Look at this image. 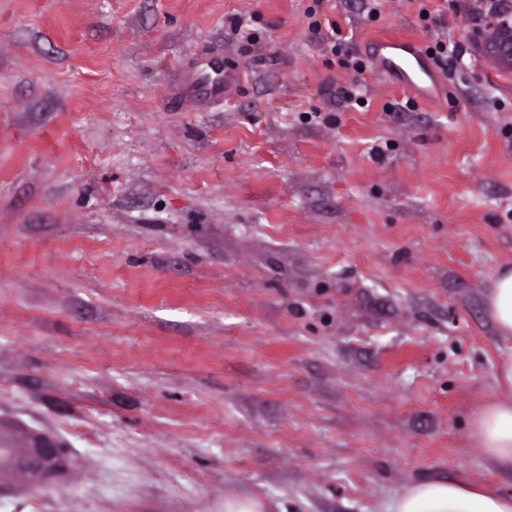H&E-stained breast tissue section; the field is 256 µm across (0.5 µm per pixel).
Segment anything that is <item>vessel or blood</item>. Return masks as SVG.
Segmentation results:
<instances>
[{"mask_svg":"<svg viewBox=\"0 0 512 512\" xmlns=\"http://www.w3.org/2000/svg\"><path fill=\"white\" fill-rule=\"evenodd\" d=\"M373 71L382 78L398 77L403 86L421 88L434 82L435 74L424 51L400 39L377 38L369 44ZM186 88L206 103L221 102L241 90L243 78L229 67L222 54L211 53L197 58L184 72ZM73 482V467L67 453L45 446L43 439H33L16 447L9 431L0 430V488L12 487L25 480L36 487L45 478Z\"/></svg>","mask_w":512,"mask_h":512,"instance_id":"1","label":"vessel or blood"}]
</instances>
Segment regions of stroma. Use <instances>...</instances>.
I'll return each instance as SVG.
<instances>
[{
  "label": "stroma",
  "mask_w": 512,
  "mask_h": 512,
  "mask_svg": "<svg viewBox=\"0 0 512 512\" xmlns=\"http://www.w3.org/2000/svg\"><path fill=\"white\" fill-rule=\"evenodd\" d=\"M431 6L0 0V427L81 472L0 512H389L434 477L512 496L471 428L512 396L485 308L512 264V72L476 45L484 0ZM311 9L353 53L469 59L408 111ZM205 51L239 98L172 100Z\"/></svg>",
  "instance_id": "obj_1"
}]
</instances>
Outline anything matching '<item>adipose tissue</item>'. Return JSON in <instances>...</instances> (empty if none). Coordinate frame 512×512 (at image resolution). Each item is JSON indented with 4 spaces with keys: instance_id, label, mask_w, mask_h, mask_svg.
<instances>
[{
    "instance_id": "ef3b65f1",
    "label": "adipose tissue",
    "mask_w": 512,
    "mask_h": 512,
    "mask_svg": "<svg viewBox=\"0 0 512 512\" xmlns=\"http://www.w3.org/2000/svg\"><path fill=\"white\" fill-rule=\"evenodd\" d=\"M486 308L501 338H512V268L499 270L486 297ZM484 453L512 474V398L480 409L472 421ZM392 512H512V498L454 479H429L409 486Z\"/></svg>"
}]
</instances>
